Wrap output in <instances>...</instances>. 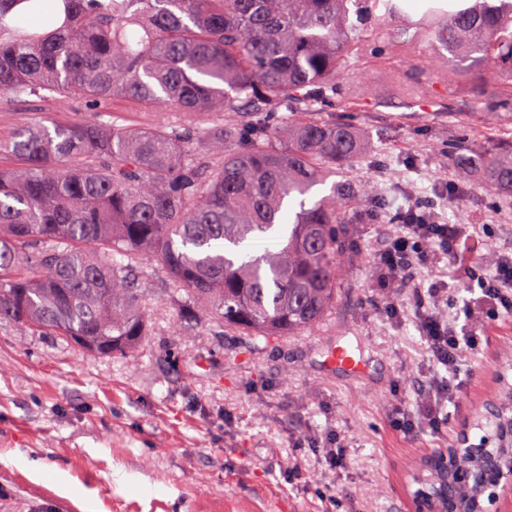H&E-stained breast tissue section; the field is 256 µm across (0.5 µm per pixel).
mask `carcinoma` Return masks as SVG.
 <instances>
[{
  "instance_id": "obj_1",
  "label": "carcinoma",
  "mask_w": 512,
  "mask_h": 512,
  "mask_svg": "<svg viewBox=\"0 0 512 512\" xmlns=\"http://www.w3.org/2000/svg\"><path fill=\"white\" fill-rule=\"evenodd\" d=\"M367 0H64L37 31L10 26L0 0V92L83 96L96 109L120 91L185 115L228 112L212 126L131 129L95 121L35 122L12 138L24 164L0 169V319L101 357L125 356L148 332L132 255L165 268L160 295L189 324L266 340L318 325L336 302L349 215L314 187L368 142L317 118L344 106L337 79L360 50ZM512 0L430 7L412 38L512 77ZM303 117L281 126L280 113ZM455 158L495 191L512 189V148L464 129ZM273 235L275 251L252 242ZM471 427L488 445L428 465L442 512H486L485 478L512 461V384Z\"/></svg>"
}]
</instances>
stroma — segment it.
<instances>
[{
	"instance_id": "1",
	"label": "stroma",
	"mask_w": 512,
	"mask_h": 512,
	"mask_svg": "<svg viewBox=\"0 0 512 512\" xmlns=\"http://www.w3.org/2000/svg\"><path fill=\"white\" fill-rule=\"evenodd\" d=\"M427 0H402L401 15L376 8L339 90L344 120L367 151L338 176L350 186L348 255L336 303L318 326L277 340L217 336L207 321L176 325L165 303L146 306L149 333L132 358L100 357L13 321L0 320V512H413L429 455L456 445L474 411L492 399L512 357V318L480 320L477 356L447 434L392 430L396 404L415 408L429 362L413 311L386 314L389 299L413 303L421 269L395 293L377 287L371 254L399 229L397 215L424 205L443 224H486L472 266L512 252V196L490 192L448 154L462 128L501 146L512 118L493 116L512 82L487 64L446 62L439 42L409 41L404 28ZM100 119L145 128L182 125L181 113L122 95L97 110L73 93L21 100L0 94V168L20 158L13 133L40 119ZM373 193L360 200L358 188ZM362 356L353 374L328 367L330 348ZM335 432L349 454L330 467L311 437ZM129 475L117 482L116 472Z\"/></svg>"
}]
</instances>
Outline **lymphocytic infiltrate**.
Returning <instances> with one entry per match:
<instances>
[{
  "instance_id": "lymphocytic-infiltrate-1",
  "label": "lymphocytic infiltrate",
  "mask_w": 512,
  "mask_h": 512,
  "mask_svg": "<svg viewBox=\"0 0 512 512\" xmlns=\"http://www.w3.org/2000/svg\"><path fill=\"white\" fill-rule=\"evenodd\" d=\"M398 219L400 230L372 256L384 287H399L416 268L441 262L462 266L471 236L469 225L437 223L419 206L401 212ZM459 282L455 288L444 279H435L427 287L426 298L413 304L433 376L415 410L394 408L391 425L403 434L426 431L440 436L447 431L448 408L456 404L466 386L462 363L481 348L472 327L475 315L496 320L512 312V255L499 257L494 274L472 270L460 276ZM442 299L448 302L444 314L435 308Z\"/></svg>"
}]
</instances>
